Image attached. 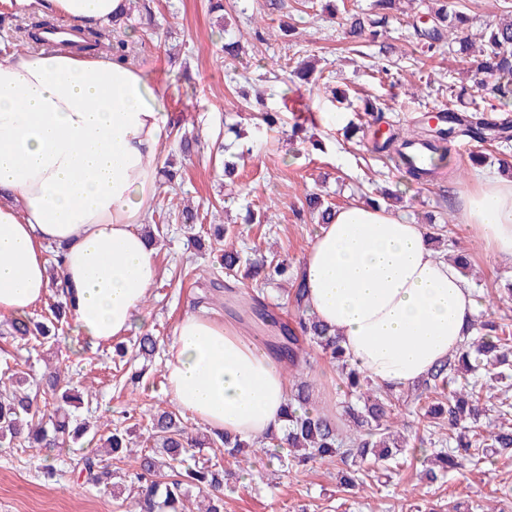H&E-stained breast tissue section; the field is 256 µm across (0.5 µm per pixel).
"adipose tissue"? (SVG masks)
Segmentation results:
<instances>
[{
  "mask_svg": "<svg viewBox=\"0 0 512 512\" xmlns=\"http://www.w3.org/2000/svg\"><path fill=\"white\" fill-rule=\"evenodd\" d=\"M80 27L126 0H18ZM130 63L69 52L0 57V313L27 314L48 293L45 251L63 250L60 283L76 332L108 342L143 324L158 278L141 227L168 121ZM19 196L21 209L7 204ZM461 220L512 261V181L479 179ZM303 275L313 316L378 386L399 389L454 355L483 304L439 259L423 225L362 201L314 236ZM168 393L209 429L247 440L285 425L284 366L207 313L180 319L165 359Z\"/></svg>",
  "mask_w": 512,
  "mask_h": 512,
  "instance_id": "obj_1",
  "label": "adipose tissue"
}]
</instances>
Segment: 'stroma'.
<instances>
[{"label": "stroma", "instance_id": "35a3bbf8", "mask_svg": "<svg viewBox=\"0 0 512 512\" xmlns=\"http://www.w3.org/2000/svg\"><path fill=\"white\" fill-rule=\"evenodd\" d=\"M434 5L435 0H402L389 11L384 36L363 37L353 50L345 37L346 20L355 13H374L373 0H338L332 11L325 0H280L273 8L268 0H230L220 20L210 13L208 0H135L129 61L147 74L155 104L181 132L201 142L199 152L185 157L175 137H168L154 161L155 167L166 165L176 174L171 183L157 179L155 197L167 205L168 215L156 256L158 280L143 309V329L159 337L161 350L147 363L138 389H127L112 361V343L90 344L68 318L59 343L0 337V376L22 371L35 378L46 367L69 366L75 386L94 392L92 402L76 414L97 425L122 423L135 406L174 409L166 390L164 351L177 322L193 313L197 298L209 297L211 313L243 335L268 340L264 327L240 320L236 302L211 288L217 268L209 255L210 240L202 238L197 245L189 240L179 219L182 208L197 209L203 227L229 226L242 258L255 261L273 253L298 267L318 229L310 217L298 215L308 190L341 207L375 190L402 189L394 213L446 228L444 242L435 246L437 254L467 251L481 277L476 293L494 297L496 314L512 318V294L504 289L512 281V263L497 260L464 225L448 221L449 211L460 210L464 195L474 189L475 173H498L503 161L512 165V145L472 142L451 149L454 165L479 149L490 160L460 179L419 185L375 151L371 135L350 140L343 135L344 127L366 122L370 101L393 127L408 128L447 107L451 93L473 94L476 57L420 49L415 31L428 27ZM283 21L296 28V41L279 35ZM258 22L263 25L259 36H251ZM242 32L250 35L246 53L226 66L224 42ZM294 55L316 60L321 85L291 82L278 69V62ZM289 102L308 105L317 116L296 137L290 124L271 130L262 120L263 112L284 111ZM218 142L224 152L215 150ZM229 152L239 157L230 184L222 176ZM249 211L255 223H243ZM184 265L197 267L198 275L180 277ZM90 449L85 442L46 459L32 448L0 447V512H121L110 490L78 481L72 472L71 457ZM46 462L56 467L55 478L44 476ZM265 467V460H256L249 474L225 487L224 512H456L460 507L512 512L510 457H493L477 472L449 473L434 485L412 468L388 486L357 494L345 492L325 464L304 473L288 471L269 485L261 480Z\"/></svg>", "mask_w": 512, "mask_h": 512}]
</instances>
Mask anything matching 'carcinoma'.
<instances>
[{"instance_id":"obj_1","label":"carcinoma","mask_w":512,"mask_h":512,"mask_svg":"<svg viewBox=\"0 0 512 512\" xmlns=\"http://www.w3.org/2000/svg\"><path fill=\"white\" fill-rule=\"evenodd\" d=\"M129 17L112 21V27H70V35L58 48L76 54H105L127 56L128 40L121 37V30L128 28ZM431 26L417 35L430 51L442 48L444 31L465 28L467 16L448 10L447 0H437V7L430 14ZM387 17L376 14L355 16L350 22L349 36L353 39L364 33L376 38L384 28ZM54 28V19L46 13L32 12L25 30L27 39L39 41L42 34ZM460 44L478 46L481 61L477 91L493 100L491 104L472 99V106L459 117L450 107L438 113L436 119L448 124L446 128L432 130L424 124L416 135L427 137L434 153L428 168L420 170L412 165L409 174L417 181L424 176L446 173L452 177L461 168L448 167L447 141L459 135L477 142L488 139L489 132L498 130L502 139L505 126H497L488 111L512 106V22L494 19L487 21L476 34L460 39ZM404 137L392 131L374 149L404 157L399 149ZM334 207L321 195L307 191L302 202V212L327 224ZM222 225L213 228V241L220 245L221 262L226 279L210 280V287L235 292L236 285L245 280H262L271 284L278 280L291 283L287 292L290 307L289 319L280 326L279 342L269 341L276 358L288 368L289 398L285 408L287 433L279 437L272 433L256 440L259 448L235 436L210 429L202 432L190 428L175 412L158 409L144 413L147 418L145 441L153 443L154 450L140 455L137 466L126 475L121 487L112 483L113 471L108 461H122L131 451L134 427L114 425L103 439L101 447L109 449L108 456L88 453L70 459L73 472L85 483L112 489L113 497L129 505L126 512H192L189 493L197 491L198 512H224V480L227 471L207 461L186 464V455L192 448H220L224 458L237 464L249 463V453L268 451L269 458L278 462L280 471L295 467L308 471L315 464H338L339 485L346 491L389 481L407 464L401 456L406 445L405 435H395L394 429L404 424L405 401L391 389H381L354 365L349 363L343 349L330 329L312 316L305 304L306 288L303 287L299 269H292L285 260L243 262L240 253L224 246ZM246 314L260 320L267 314L263 289L259 288L245 297ZM52 315L42 321L26 316L13 317L4 323L3 334L35 341H59L58 324L67 316V305L60 301L51 309ZM508 325H497L490 320L476 327L477 336H466L458 353L436 365L415 388L413 401L420 405L427 428L445 431L436 442L420 439V445L429 444L425 459L434 466L423 470L426 481L433 484L450 472L464 473L480 469L490 453L494 455L512 450V425L503 422L508 415V403L500 401L498 418L494 424L480 422L487 409L480 400L483 391L503 390L512 378V348L506 335ZM316 347L335 368L350 399L342 410L332 413L327 409L310 407L316 384L304 377L311 367V347ZM158 348L157 337L141 333L130 345L115 347L119 360L128 357L150 360ZM36 388L50 396L52 409H40L37 394L32 392L28 378L15 372L0 381V446L18 444L24 448H55L59 451L78 443L89 433L90 427L72 414L74 404L83 398L75 394L69 376L55 366L36 383Z\"/></svg>"}]
</instances>
